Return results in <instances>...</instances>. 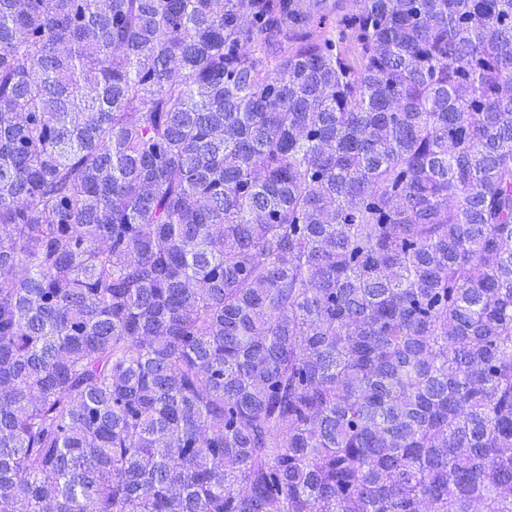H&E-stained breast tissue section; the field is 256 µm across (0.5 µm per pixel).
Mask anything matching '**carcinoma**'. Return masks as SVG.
I'll return each mask as SVG.
<instances>
[{"label":"carcinoma","mask_w":512,"mask_h":512,"mask_svg":"<svg viewBox=\"0 0 512 512\" xmlns=\"http://www.w3.org/2000/svg\"><path fill=\"white\" fill-rule=\"evenodd\" d=\"M0 0V512H512V0Z\"/></svg>","instance_id":"carcinoma-1"}]
</instances>
